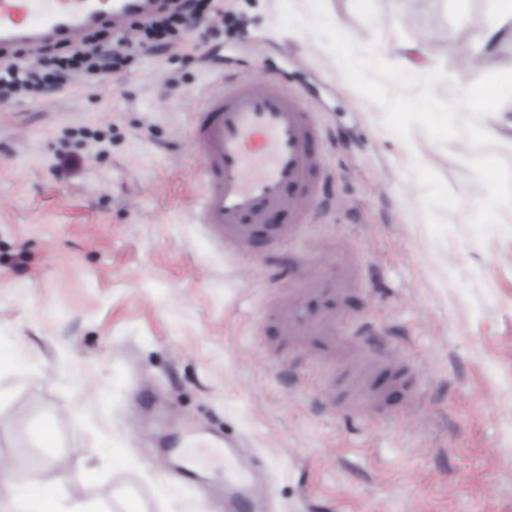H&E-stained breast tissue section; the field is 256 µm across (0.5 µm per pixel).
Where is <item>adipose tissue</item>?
I'll return each mask as SVG.
<instances>
[{
  "mask_svg": "<svg viewBox=\"0 0 512 512\" xmlns=\"http://www.w3.org/2000/svg\"><path fill=\"white\" fill-rule=\"evenodd\" d=\"M490 17L482 32L480 54L493 57L498 49L512 42V0H490ZM508 87L506 79L497 71H486L475 84L461 86L455 103L448 113L452 122L464 119L478 120L484 134L507 139L512 137V115L494 111L493 106ZM7 503L9 512H103L98 503L76 501L64 507L53 494L31 490L19 492L5 476L0 475V503Z\"/></svg>",
  "mask_w": 512,
  "mask_h": 512,
  "instance_id": "obj_1",
  "label": "adipose tissue"
}]
</instances>
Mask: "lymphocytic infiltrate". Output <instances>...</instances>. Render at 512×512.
Returning <instances> with one entry per match:
<instances>
[{"mask_svg": "<svg viewBox=\"0 0 512 512\" xmlns=\"http://www.w3.org/2000/svg\"><path fill=\"white\" fill-rule=\"evenodd\" d=\"M224 25L222 0H170L161 15L133 22L127 33L106 40L93 31L80 46L64 57H33L30 50L17 48L0 60V100L21 95H58L75 77L82 75L90 85H99L121 74L145 52L162 54L184 43L190 28L213 34Z\"/></svg>", "mask_w": 512, "mask_h": 512, "instance_id": "obj_1", "label": "lymphocytic infiltrate"}]
</instances>
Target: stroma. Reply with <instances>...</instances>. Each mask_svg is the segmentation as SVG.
Returning <instances> with one entry per match:
<instances>
[{"instance_id": "1", "label": "stroma", "mask_w": 512, "mask_h": 512, "mask_svg": "<svg viewBox=\"0 0 512 512\" xmlns=\"http://www.w3.org/2000/svg\"><path fill=\"white\" fill-rule=\"evenodd\" d=\"M224 13L217 37L191 33L98 87L0 103V472L106 512L128 493L145 512H224L216 445L231 435L282 512H512V223L476 209L512 199V144L445 117L461 83L512 75V43L464 67L487 0H224ZM407 44L429 67L401 79L388 62ZM209 53L300 87L338 141L334 214L244 263L194 222L189 120ZM424 98L433 113L415 111ZM62 152L81 157L64 179ZM327 239L354 247L363 288L343 307L415 362L422 412L362 424L322 406L332 364L281 335L263 273ZM291 366L307 386L290 389ZM46 422L50 448L35 436Z\"/></svg>"}]
</instances>
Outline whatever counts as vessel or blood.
<instances>
[{
  "label": "vessel or blood",
  "mask_w": 512,
  "mask_h": 512,
  "mask_svg": "<svg viewBox=\"0 0 512 512\" xmlns=\"http://www.w3.org/2000/svg\"><path fill=\"white\" fill-rule=\"evenodd\" d=\"M114 0H0V44L36 46L48 39L73 40L90 24L112 22ZM191 137L203 163L195 219L225 256L261 242L286 243L305 226L322 223L326 190L336 176L320 145L327 130L296 91L275 76L218 75L191 114ZM284 210L291 224L268 216ZM363 272L352 252H344L339 275L328 278L307 263L290 281L288 302L278 317L282 335L299 338L304 349L331 358L337 344L358 354L340 365L339 378L354 389L384 398L396 389L420 404V378L406 356L369 338L376 324L368 318L341 321L346 296L360 288ZM224 497V512H264L262 496L248 473Z\"/></svg>",
  "instance_id": "vessel-or-blood-1"
}]
</instances>
